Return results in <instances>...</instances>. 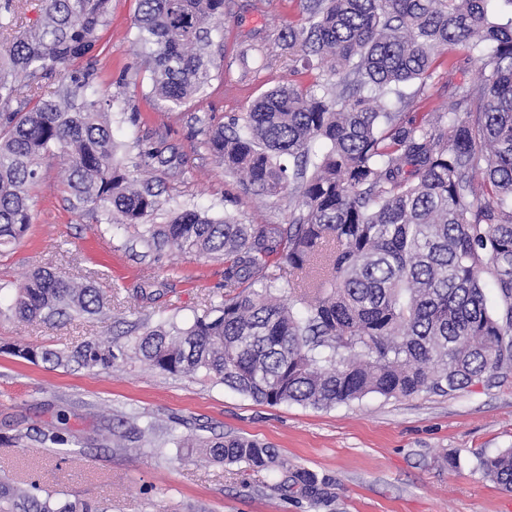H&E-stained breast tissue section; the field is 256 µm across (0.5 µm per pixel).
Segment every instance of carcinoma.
<instances>
[{"instance_id":"obj_1","label":"carcinoma","mask_w":512,"mask_h":512,"mask_svg":"<svg viewBox=\"0 0 512 512\" xmlns=\"http://www.w3.org/2000/svg\"><path fill=\"white\" fill-rule=\"evenodd\" d=\"M17 2L0 0L1 30L13 27ZM495 2L308 0V25L288 28V47L327 81L278 85L203 140L247 189L294 199L288 223L183 210L153 224L161 193L130 178L118 157L114 95L100 92L93 71H70L96 52L112 0H43L41 20L0 44V247L27 231L41 161L56 156L76 201L109 224L137 225L149 250L224 257L215 315L161 321L136 337L132 352L149 367L203 373L258 403L317 409L488 381L512 368V22L490 19ZM138 13L151 91L178 107L212 80L224 0H138ZM458 44L480 79L453 84L447 111L416 120L405 109ZM56 72L64 84L38 96L40 80ZM139 158L146 169L166 163L157 147ZM105 308L90 283L37 270L8 310L28 322ZM13 353L86 369L116 359L100 338L67 353ZM140 418L136 440L149 444L155 421ZM198 447L215 461L277 472L278 488L313 512H336L335 478L266 443L233 436ZM477 469L512 491V448L479 455ZM0 512L98 507L0 482Z\"/></svg>"}]
</instances>
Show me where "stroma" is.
<instances>
[{"label": "stroma", "mask_w": 512, "mask_h": 512, "mask_svg": "<svg viewBox=\"0 0 512 512\" xmlns=\"http://www.w3.org/2000/svg\"><path fill=\"white\" fill-rule=\"evenodd\" d=\"M305 18L301 0H225L222 30L213 36L214 79L175 107L152 97L149 74L140 67L133 41L137 0H112L97 57L75 67L94 69L102 92L119 93L112 129L128 156L163 148L167 165L130 172L160 182L168 203L157 223L183 207L216 218L229 212L246 224L287 223V200L246 192L197 151L207 125L247 112L268 89L314 84L317 71L302 69L282 38ZM253 45L259 54L242 59ZM467 54L459 45L439 59L412 116L446 110L449 82L477 78L464 62ZM40 174L26 234L0 248V303L9 304L15 287L42 268L91 282L110 309L26 324L0 315V478L91 502L101 512H308L276 490L274 474L215 462L171 441L224 434L270 443L288 461L334 476L336 512H512V492L476 468L478 453L512 448V370L447 394H371L330 409L261 404L202 374L153 370L127 355L131 340L144 323L208 313L224 293L223 260L147 251L136 228L106 223L101 213L77 206L59 158L46 157ZM98 337L112 340V367L35 365L12 353L17 346L66 352ZM134 411L154 418L152 445L101 448L100 434ZM51 425L65 444L41 441L40 430ZM448 455L456 467L444 465Z\"/></svg>", "instance_id": "obj_1"}]
</instances>
